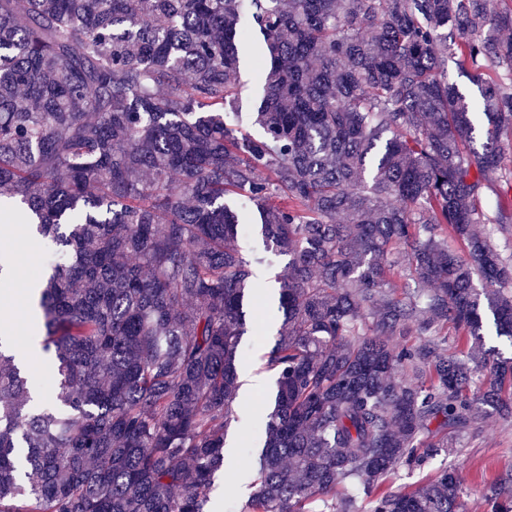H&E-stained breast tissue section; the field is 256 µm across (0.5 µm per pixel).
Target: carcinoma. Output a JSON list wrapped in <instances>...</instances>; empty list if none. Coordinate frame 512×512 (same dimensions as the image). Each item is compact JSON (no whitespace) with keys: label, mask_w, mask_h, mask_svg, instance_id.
I'll use <instances>...</instances> for the list:
<instances>
[{"label":"carcinoma","mask_w":512,"mask_h":512,"mask_svg":"<svg viewBox=\"0 0 512 512\" xmlns=\"http://www.w3.org/2000/svg\"><path fill=\"white\" fill-rule=\"evenodd\" d=\"M501 2L0 0V222L46 253L32 339L57 375L36 400L0 335V512H207L249 300L283 321L247 512H355L344 485L370 512H467L452 467L410 493L389 476L445 447L432 422L464 438L512 403L482 333L512 343L487 230L512 196L480 206L512 176ZM249 50L257 136L226 119Z\"/></svg>","instance_id":"carcinoma-1"}]
</instances>
